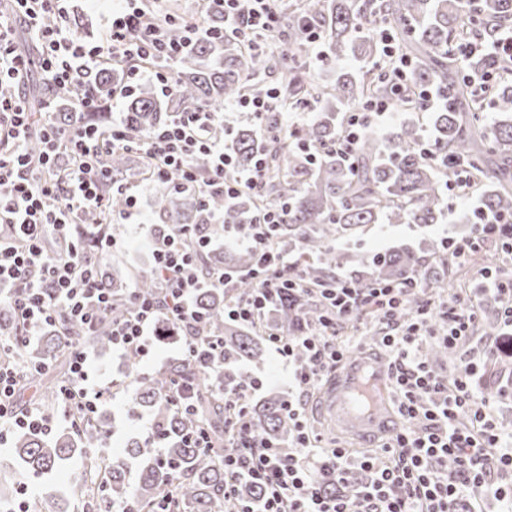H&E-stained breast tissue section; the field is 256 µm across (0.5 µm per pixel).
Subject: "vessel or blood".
I'll return each instance as SVG.
<instances>
[{
  "instance_id": "1",
  "label": "vessel or blood",
  "mask_w": 512,
  "mask_h": 512,
  "mask_svg": "<svg viewBox=\"0 0 512 512\" xmlns=\"http://www.w3.org/2000/svg\"><path fill=\"white\" fill-rule=\"evenodd\" d=\"M386 367L382 359L359 355L346 364L327 390L324 407L356 437L376 440L392 429Z\"/></svg>"
}]
</instances>
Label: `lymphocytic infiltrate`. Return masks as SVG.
<instances>
[{"instance_id": "f902f5d3", "label": "lymphocytic infiltrate", "mask_w": 512, "mask_h": 512, "mask_svg": "<svg viewBox=\"0 0 512 512\" xmlns=\"http://www.w3.org/2000/svg\"><path fill=\"white\" fill-rule=\"evenodd\" d=\"M13 2L12 15L0 13V84L21 82L28 71L29 62L15 42L14 24L19 21L37 41L47 79L73 89L78 114L96 109L98 101L86 76L107 61L128 66L119 95H126L144 78L155 80L162 94L173 93L176 76L167 64L207 35L205 14L223 12L225 32L248 51L278 40L281 34L275 0H202L199 18L187 24L178 42L165 35L161 0H126L123 9L111 14L104 40L93 45L75 39L66 24L69 0ZM381 42L378 66H390L403 90L429 107L434 97L415 85L411 60L397 55L389 35H382ZM395 109L386 99L368 101L348 117L338 149L351 151L363 128L388 118ZM219 119L216 112H181L166 126L135 139L119 121L103 135L79 121L63 129L49 118L36 128L22 97L0 99V184L10 185L9 193L0 194V224L13 229L9 238L0 239V306H8L17 320L8 342L13 359L0 362V440L17 430L51 433L52 419L36 410H19L15 391L22 376L46 370V362L29 361L23 353L44 325L61 319L91 331L107 325L113 348L142 356L161 317H168L182 333V359L196 370L216 371L220 343L197 338L200 318L192 308L200 289L226 284L223 273L198 269L200 251L211 245V237L197 225L152 235L150 274L159 282L161 295H132L128 317L111 323L107 317L112 296L98 285L94 258L111 251L112 238L102 236L90 248L73 226L79 217L107 209L103 189L111 181V171L103 155L115 146L145 153L154 163L152 183L157 187L174 184L201 195L217 189L231 198L256 188L265 168L261 157L251 172L225 180L231 160L222 142L204 135L207 125ZM36 136L45 139L48 150L34 157L27 144ZM201 155L211 160L205 177L194 167ZM287 216L288 206L283 203L240 230L239 242L259 256L253 272L257 286L252 294L225 304L224 315L230 320L258 326L271 307L296 297L295 269L287 258L267 250L269 226L286 223ZM488 240L512 253V214L480 216L473 237L450 239L449 255L465 259ZM483 276L486 287L428 300L406 322L400 320L399 310L417 288L415 279L362 290L342 278L324 291L330 318L299 333L267 331L266 339L287 363L296 388L287 411L298 431L297 440L288 452L258 440L247 417L250 388L225 376V500L235 498L241 483L252 482L263 487V497L236 512H483L481 501L473 496L480 488L502 503L501 512H512V485L497 481L512 471V445L493 422L489 399L475 395L471 388L476 361L461 360L454 378L447 381L434 374L419 350L420 344L435 337L451 348L467 341L489 293L499 298L502 322L512 328V271L488 268ZM368 315L387 328L382 344L404 425L383 444L381 457L364 459L355 468L345 449L321 448L311 439L305 429L303 398L332 377L344 359L336 342L338 326L362 322ZM69 360V377L58 397L64 421L73 426L79 417L97 413L112 391L98 380L90 353L80 343H71ZM327 484L347 486L349 492L327 496L323 492Z\"/></svg>"}]
</instances>
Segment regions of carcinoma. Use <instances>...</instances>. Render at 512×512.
<instances>
[{
	"instance_id": "cac0c4a2",
	"label": "carcinoma",
	"mask_w": 512,
	"mask_h": 512,
	"mask_svg": "<svg viewBox=\"0 0 512 512\" xmlns=\"http://www.w3.org/2000/svg\"><path fill=\"white\" fill-rule=\"evenodd\" d=\"M282 10V35L288 49L270 52L262 48L244 53L238 41L222 35L224 16L209 18L211 34L192 44L177 59L179 71L173 94L163 96L150 83H141L126 97L124 122L132 136L145 135L173 118L176 112L214 111L247 92V76L272 73L280 76L275 86L272 114L265 128H242L225 148L233 167L226 178L252 170L256 153L263 152L266 169L254 190L227 200L219 191L202 198L177 188L155 189L157 232L168 233L183 225L197 224L210 237H218L222 226L240 227L256 221L265 209L288 204V222L269 229V247L295 257L298 279L304 288H320L334 282L327 274L332 267L348 269V279L359 288L376 282L398 283L408 276L422 288H443L439 270L425 264L420 253L400 246L370 259L352 248L336 249L335 242H356L359 231L370 224H436L448 211L450 192L446 187L458 172L466 170L479 191V205L462 220L471 224L478 215L512 212V81L497 82L486 98L470 96L463 73L480 77L497 69L491 56L475 55L460 67L456 44L469 33H485L512 26V0H472L465 13L461 0H295ZM384 24L393 32L400 49L415 62L414 81L430 87L438 104L428 110V121L405 120L387 135L367 129L353 151L336 150L346 113L371 99L387 98L402 112L422 108L405 94L396 93L398 80L390 73L377 74L368 68L380 55V46L369 30ZM319 31L325 41L329 62L350 61L351 68L335 69L331 80L322 83L297 69L294 57L303 52L309 30ZM124 81V68L111 65L92 71L89 83L100 97L112 94L114 85ZM317 108L308 123L281 132L278 112L298 105ZM490 108L493 118L485 116ZM429 141L437 154L431 160L420 154L418 145ZM112 172L108 213L99 223L82 227L83 240L90 246L110 233L108 214L126 205L123 188L132 178L147 172L140 159L131 166V150L118 148L108 157ZM224 214V225L210 223ZM259 262L249 250H207L201 257L205 269H222L228 274V288L237 295L257 287L248 276ZM102 288L112 293L114 305L109 318H122L129 311L125 275L97 267ZM194 308L203 319L199 336L221 339L224 364L258 362L264 355L262 335L224 320V290L204 288ZM322 314L318 301L302 298L283 303L269 324L301 331ZM15 333L12 312L0 309V338ZM74 336L96 348L105 349V331L94 336L72 326L67 334L58 328L44 331L38 344L27 350L32 360H57ZM197 377L198 395L194 414L180 413L162 397L178 378ZM224 381L209 373L194 375L184 362L141 376L132 408L153 412L164 438L163 455L150 441H133L123 456H114L102 467L91 460L75 481L99 509L132 503L138 512H155L164 501L166 512H224V459L216 449L224 441V405L219 393ZM248 414L259 439L281 446L293 436L285 399L275 393L248 405ZM104 415L88 419L76 433L55 439L34 431L17 432L13 453L26 473L45 474L98 445ZM208 429L211 448H197L188 434ZM178 482L169 486L171 473Z\"/></svg>"
}]
</instances>
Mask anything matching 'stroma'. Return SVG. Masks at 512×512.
Instances as JSON below:
<instances>
[{
  "label": "stroma",
  "mask_w": 512,
  "mask_h": 512,
  "mask_svg": "<svg viewBox=\"0 0 512 512\" xmlns=\"http://www.w3.org/2000/svg\"><path fill=\"white\" fill-rule=\"evenodd\" d=\"M130 191L138 197L140 219L137 222L116 223L112 226L115 244L111 254L105 255L104 267H116L125 273L126 284H133L136 277L149 272L152 264V252L149 240L144 234L142 223H153L155 199L153 188L148 182L134 181ZM475 207L471 197L455 200L451 215L446 218L445 225L438 224H377L371 226L356 244L361 255L372 257L374 254L390 248L407 245L428 255L429 249L437 241L443 229H450L453 236L467 238L469 225L457 223L458 214L470 211ZM498 267L503 270L512 269V257L504 254L498 243L486 241L479 251L464 261L445 263L443 270L448 281L452 282L456 292H465L472 288L479 279L480 273L486 268ZM382 331L375 319H367L361 326H344L338 338L339 344L347 355L367 353L376 357H385L386 351L378 343ZM93 362L104 373L110 383L114 396L111 402L102 408L104 414L112 421V451L120 453L132 440L146 437L147 432L142 425L134 420H127L126 413L130 407L129 392L133 381L129 374L124 355L109 349L94 352ZM238 372L245 373L263 382V392L277 391L288 394L292 387L288 382V369L282 364L273 348H266L263 360L253 364L244 362L237 364ZM471 387L476 394L495 392L512 387V354L502 353L488 364L479 366L478 372L471 380ZM323 388H316L305 399V413L310 430L321 438L323 445H335L346 449L351 460L374 455L377 445H363L352 437L339 431L334 421L319 413L316 403L323 395ZM12 442L0 445V470L8 472L13 482L26 483L34 493L31 504L33 512H55L56 508H64L65 512H89L90 506L85 498L74 496L72 486L82 470L80 457H73L60 470L38 477L23 476L13 459Z\"/></svg>",
  "instance_id": "stroma-1"
}]
</instances>
